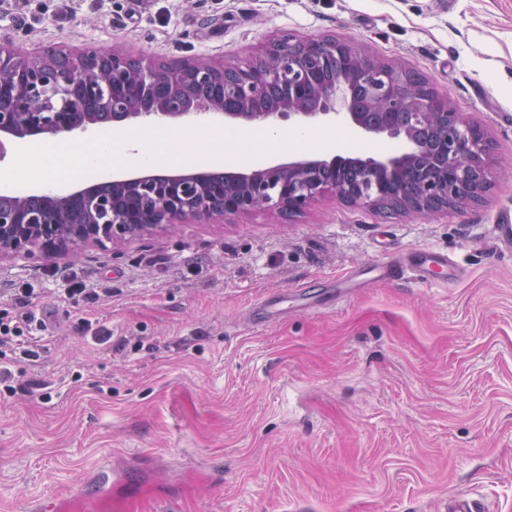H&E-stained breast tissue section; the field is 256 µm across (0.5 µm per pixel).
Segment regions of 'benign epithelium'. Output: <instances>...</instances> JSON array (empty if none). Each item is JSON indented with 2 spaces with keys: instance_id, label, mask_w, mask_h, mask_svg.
Listing matches in <instances>:
<instances>
[{
  "instance_id": "obj_1",
  "label": "benign epithelium",
  "mask_w": 512,
  "mask_h": 512,
  "mask_svg": "<svg viewBox=\"0 0 512 512\" xmlns=\"http://www.w3.org/2000/svg\"><path fill=\"white\" fill-rule=\"evenodd\" d=\"M326 54L345 60V68L336 82L331 85L302 82L309 60ZM230 72L238 75V81L225 85V92L244 93L235 111H225L224 102L219 99H195L196 79L209 77L223 81ZM159 79L184 95L183 109L174 110L158 100L150 112H114L112 121L125 122L140 117L183 119L201 114L221 116L224 123L231 125L269 123L277 126L284 121L298 124L332 121L363 138L398 140L406 149L396 155L374 154L339 160L313 154L288 163L270 162L247 173L228 176L221 189L223 204L219 207L212 206L209 200L216 192L213 184L217 175L205 170L165 174L142 171L110 177L112 191L116 193L136 186L151 194L156 204L148 210L131 205L116 211L112 209V200L96 197V186L89 184L49 195L51 211L46 217L38 218L23 206L28 194L19 192L14 208L0 211V260L19 254L46 259L76 258L88 245L105 247L131 242L152 231L178 224L224 223L258 211L301 212L327 195L368 210L380 209V200L386 196L381 183L349 184L312 178L325 167L344 165L369 172H386L396 181L423 164L415 143V128L388 120L374 122L370 113L355 108L347 87L356 80L371 82L375 103L387 109H407L444 130L445 155L434 165H426L428 173L422 177L416 197L393 198L392 206L397 212L432 215L458 209L459 203L474 191L475 177L487 173L492 161V151L487 149L491 144L488 134L463 113L455 111L449 99H443V106L436 107L409 80L407 71L375 59L361 48L335 37L277 38L261 55L243 65L196 60L163 63L85 44L73 49L47 46L23 54L0 44V92L10 91L17 108L15 112L0 111V158L7 149L31 137L58 138L102 123L96 113L87 114L78 122L71 118L80 86L90 90L121 84L147 95ZM268 82L285 83L288 90L278 101L261 106L259 99ZM76 198L88 204V219L83 225H73L67 219L68 204ZM103 212L112 214V219L99 220Z\"/></svg>"
}]
</instances>
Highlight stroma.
<instances>
[{"mask_svg":"<svg viewBox=\"0 0 512 512\" xmlns=\"http://www.w3.org/2000/svg\"><path fill=\"white\" fill-rule=\"evenodd\" d=\"M287 34L426 78L492 140L490 190L429 219L326 197L75 262L0 260V319L38 324L0 345L14 386L0 390V512L108 459L130 460L112 496L143 512H442L461 495L512 512V249L494 231L512 210V0H0V41L22 52L233 64ZM314 130L330 154L397 148ZM420 249L460 277L328 298L349 271ZM74 279L90 296L68 295ZM300 288L319 305L252 321L264 295Z\"/></svg>","mask_w":512,"mask_h":512,"instance_id":"35a3bbf8","label":"stroma"}]
</instances>
